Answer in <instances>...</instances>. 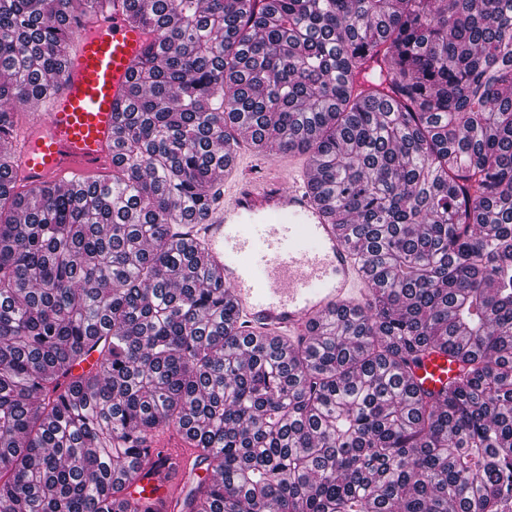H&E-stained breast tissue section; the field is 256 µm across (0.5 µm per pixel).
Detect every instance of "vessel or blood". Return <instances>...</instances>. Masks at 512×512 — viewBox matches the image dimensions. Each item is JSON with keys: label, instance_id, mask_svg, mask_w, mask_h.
I'll use <instances>...</instances> for the list:
<instances>
[{"label": "vessel or blood", "instance_id": "b4317fda", "mask_svg": "<svg viewBox=\"0 0 512 512\" xmlns=\"http://www.w3.org/2000/svg\"><path fill=\"white\" fill-rule=\"evenodd\" d=\"M73 35L61 78L43 112L15 126L7 137L16 180L29 185L75 187L112 173L113 125L138 64L154 36L134 26L123 0L107 11L73 17ZM209 242L212 272L226 286V300L250 326L292 336L339 309H352L355 276L351 251L299 186L249 173L224 184V206L199 227ZM424 389L439 391L458 367L434 351L413 366ZM152 454L166 479L135 476L133 497L172 504L192 454L182 437L162 430Z\"/></svg>", "mask_w": 512, "mask_h": 512}]
</instances>
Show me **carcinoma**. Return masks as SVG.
Masks as SVG:
<instances>
[{"instance_id": "obj_1", "label": "carcinoma", "mask_w": 512, "mask_h": 512, "mask_svg": "<svg viewBox=\"0 0 512 512\" xmlns=\"http://www.w3.org/2000/svg\"><path fill=\"white\" fill-rule=\"evenodd\" d=\"M128 9L157 43L112 175L27 186L0 154V512H166L123 479L171 426L220 475L178 512H512V0ZM69 10L0 0V134L53 87ZM239 130L317 158L370 284L307 338L246 345L190 236ZM434 350L459 364L436 397L411 370Z\"/></svg>"}]
</instances>
